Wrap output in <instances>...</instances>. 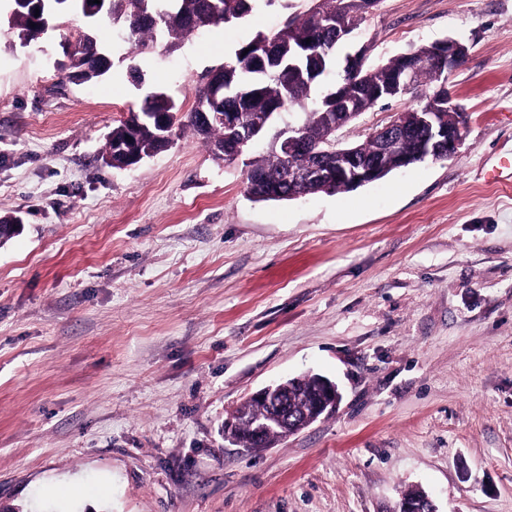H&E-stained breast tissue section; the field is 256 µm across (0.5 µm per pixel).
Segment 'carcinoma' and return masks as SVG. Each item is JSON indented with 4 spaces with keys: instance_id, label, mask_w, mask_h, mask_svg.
Listing matches in <instances>:
<instances>
[{
    "instance_id": "1",
    "label": "carcinoma",
    "mask_w": 512,
    "mask_h": 512,
    "mask_svg": "<svg viewBox=\"0 0 512 512\" xmlns=\"http://www.w3.org/2000/svg\"><path fill=\"white\" fill-rule=\"evenodd\" d=\"M277 0H109L107 11L99 19L117 28L119 38L137 55L162 41L168 48L212 26L246 20L257 8L272 6ZM318 0L316 7L301 18H290L285 25L265 38L255 36L240 46L234 55L216 67L219 91L204 85L195 89V104L180 112L175 100L161 91L146 93L129 108V116L112 128L105 145L106 164L124 169L134 158H149L167 148L160 135L164 129H188L211 151L214 158L229 163L226 154L252 129L256 139L267 144L262 154L249 162L246 194L257 201L286 200L297 195L341 193L345 187L334 181L288 183V168H304L308 153L284 155L276 145L282 114L306 132L308 142L316 148L332 144L337 128L350 122L349 113H364L379 102L399 97L397 78L417 58L431 61L438 43L413 46L389 58L371 70L348 72L337 64V32H356L367 12L362 0ZM10 24L22 39L31 35L32 15L18 0H10ZM112 53L103 48L94 33L80 34L74 50L67 54V78L78 84H93L112 70ZM421 90L419 103L400 112L402 134L386 144L371 134L356 145L358 155L375 162L390 173L400 168V158L408 155L419 162V113L448 111L447 82L431 64L419 68L413 90ZM199 112H235L241 123L228 127L213 121L200 125ZM267 408L259 402L248 405L252 421L242 424L229 437L243 448L257 449L253 440V421L265 417Z\"/></svg>"
}]
</instances>
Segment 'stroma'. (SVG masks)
Masks as SVG:
<instances>
[{
  "instance_id": "1",
  "label": "stroma",
  "mask_w": 512,
  "mask_h": 512,
  "mask_svg": "<svg viewBox=\"0 0 512 512\" xmlns=\"http://www.w3.org/2000/svg\"><path fill=\"white\" fill-rule=\"evenodd\" d=\"M312 0L259 9L111 72L60 69L62 34L21 45L0 0V512H512V0H381L353 43L367 67L453 38L454 158L352 191L255 202L247 157L192 134L132 169L101 155L144 92L182 111L207 69ZM413 96L337 132L366 140ZM336 382V412L245 451L224 420L263 387ZM49 484L76 494L45 498Z\"/></svg>"
}]
</instances>
